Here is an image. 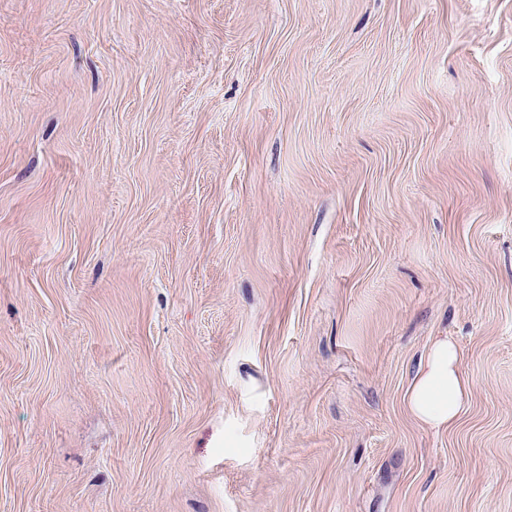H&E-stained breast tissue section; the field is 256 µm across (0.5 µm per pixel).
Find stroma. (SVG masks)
Segmentation results:
<instances>
[{"instance_id": "35a3bbf8", "label": "stroma", "mask_w": 512, "mask_h": 512, "mask_svg": "<svg viewBox=\"0 0 512 512\" xmlns=\"http://www.w3.org/2000/svg\"><path fill=\"white\" fill-rule=\"evenodd\" d=\"M0 512H512V0H0ZM462 359L452 337L431 338L405 397L407 412L423 428L448 431L460 420L470 399Z\"/></svg>"}]
</instances>
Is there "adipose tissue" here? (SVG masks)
Returning a JSON list of instances; mask_svg holds the SVG:
<instances>
[{
	"label": "adipose tissue",
	"mask_w": 512,
	"mask_h": 512,
	"mask_svg": "<svg viewBox=\"0 0 512 512\" xmlns=\"http://www.w3.org/2000/svg\"><path fill=\"white\" fill-rule=\"evenodd\" d=\"M462 359L452 337L431 338L405 397L407 412L423 428L449 430L465 411L470 387Z\"/></svg>",
	"instance_id": "obj_1"
}]
</instances>
